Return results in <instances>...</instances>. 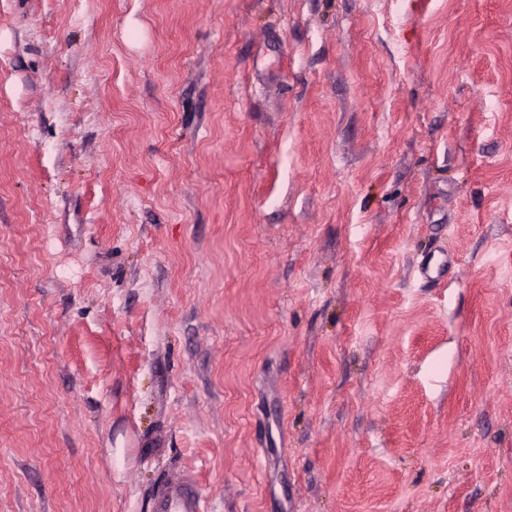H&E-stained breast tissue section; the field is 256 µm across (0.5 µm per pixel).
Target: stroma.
<instances>
[{
  "instance_id": "1",
  "label": "stroma",
  "mask_w": 512,
  "mask_h": 512,
  "mask_svg": "<svg viewBox=\"0 0 512 512\" xmlns=\"http://www.w3.org/2000/svg\"><path fill=\"white\" fill-rule=\"evenodd\" d=\"M512 512V0H0V512ZM207 501L190 474L166 480L153 496L152 512H208Z\"/></svg>"
}]
</instances>
